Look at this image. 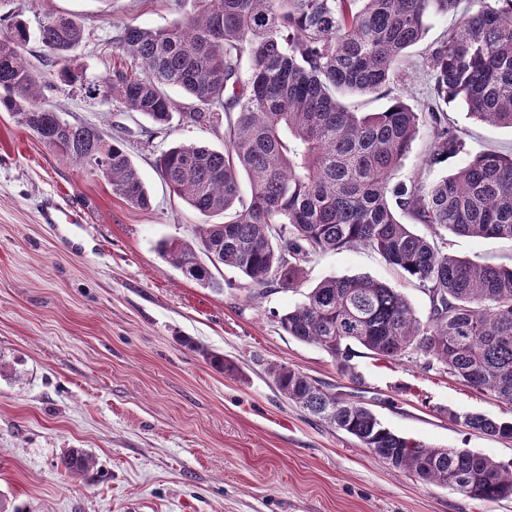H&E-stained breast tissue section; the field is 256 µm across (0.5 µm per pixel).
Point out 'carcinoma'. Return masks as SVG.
<instances>
[{"label": "carcinoma", "mask_w": 512, "mask_h": 512, "mask_svg": "<svg viewBox=\"0 0 512 512\" xmlns=\"http://www.w3.org/2000/svg\"><path fill=\"white\" fill-rule=\"evenodd\" d=\"M171 26L124 23L113 49L141 74L116 71L88 91L118 100L164 129L173 117L165 92L192 99L181 114L190 125L224 127V150L179 143L156 158L170 190L203 217L198 245L160 241V253L184 276L220 289L212 269L223 265L247 279L258 298L293 289L305 266L329 250L365 247L397 268L427 297L421 318L398 289L368 276L330 277L279 317L287 335L318 346L352 382V345L382 359L407 355L437 365L460 383L512 406V265L496 266L448 253L447 235L512 240V153L479 152L431 184L392 182L394 171L424 130L432 167L461 153L466 133L444 106L458 101L481 122L512 129V6L484 0L460 11V0H187ZM458 17L423 63L434 100L420 108L402 93L380 112H358L346 95L391 88L398 65L424 40L435 17ZM76 20L49 16L40 24L45 70L31 69L23 20H7L0 37V111L11 113L62 158L104 166L112 194L134 207L151 195L123 144L87 124L70 123L45 107L56 83L85 84L71 68L82 41ZM246 175L250 196L240 193ZM424 224L429 234L413 231ZM214 369L233 376L224 355L195 346ZM267 373L278 391L310 415L355 438L374 457L426 483L473 499L512 498V463L466 448H438L403 437L368 407L342 397L284 363ZM470 431L512 440V420L448 412ZM61 469L75 478L93 456L72 448Z\"/></svg>", "instance_id": "cac0c4a2"}]
</instances>
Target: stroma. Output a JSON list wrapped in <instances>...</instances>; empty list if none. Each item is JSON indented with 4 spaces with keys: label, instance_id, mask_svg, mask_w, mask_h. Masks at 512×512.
<instances>
[{
    "label": "stroma",
    "instance_id": "obj_1",
    "mask_svg": "<svg viewBox=\"0 0 512 512\" xmlns=\"http://www.w3.org/2000/svg\"><path fill=\"white\" fill-rule=\"evenodd\" d=\"M24 18L32 37L24 57L42 70V19L77 20L85 37L72 65L91 80L134 61L112 49L114 27L163 28L183 15L179 0H0L4 16ZM430 21L403 64L409 102L433 97L422 58L455 25ZM50 106L64 119L120 140L152 198L141 210L113 195L88 169L62 159L7 112H0V500L7 512H512V499L486 503L415 481L372 456L350 435L285 399L266 373L285 363L354 396L398 434L441 448H469L512 462V441L452 422L449 412L512 419V406L424 370L406 357L384 360L355 347L359 382L342 376L316 345L286 335L278 318L329 277L365 275L399 288L417 315L423 293L373 251L318 255L297 288L273 287L251 299L236 270L216 271L222 291L183 276L163 258V239L195 241L202 218L169 192L155 167L177 143L223 149L220 128L173 125L151 131L119 102L59 85ZM449 115L467 133L468 152L512 149V130ZM421 133L394 181L431 183L467 154L428 167ZM76 205L82 225L45 224L42 203ZM454 255L512 264V240L449 235ZM223 353L239 370H214L182 344ZM95 461L84 476L60 471L69 449Z\"/></svg>",
    "mask_w": 512,
    "mask_h": 512
}]
</instances>
